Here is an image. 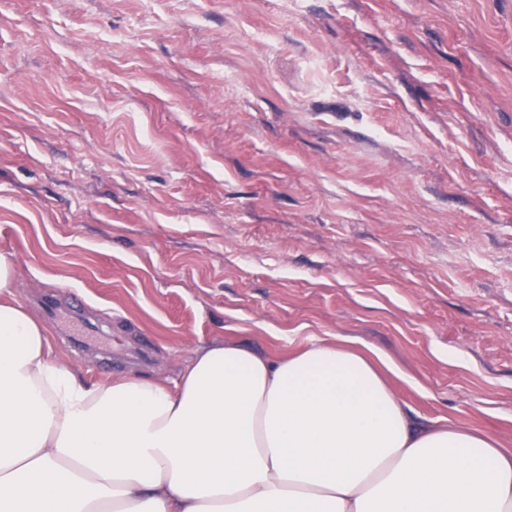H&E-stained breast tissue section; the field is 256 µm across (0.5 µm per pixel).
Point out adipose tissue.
I'll list each match as a JSON object with an SVG mask.
<instances>
[{
    "instance_id": "1",
    "label": "adipose tissue",
    "mask_w": 512,
    "mask_h": 512,
    "mask_svg": "<svg viewBox=\"0 0 512 512\" xmlns=\"http://www.w3.org/2000/svg\"><path fill=\"white\" fill-rule=\"evenodd\" d=\"M14 288L0 253V512H512V448L416 421L354 338L92 383Z\"/></svg>"
}]
</instances>
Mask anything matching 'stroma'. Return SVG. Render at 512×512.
Masks as SVG:
<instances>
[{
	"instance_id": "stroma-1",
	"label": "stroma",
	"mask_w": 512,
	"mask_h": 512,
	"mask_svg": "<svg viewBox=\"0 0 512 512\" xmlns=\"http://www.w3.org/2000/svg\"><path fill=\"white\" fill-rule=\"evenodd\" d=\"M0 253L87 380L352 336L512 448V0H0Z\"/></svg>"
}]
</instances>
